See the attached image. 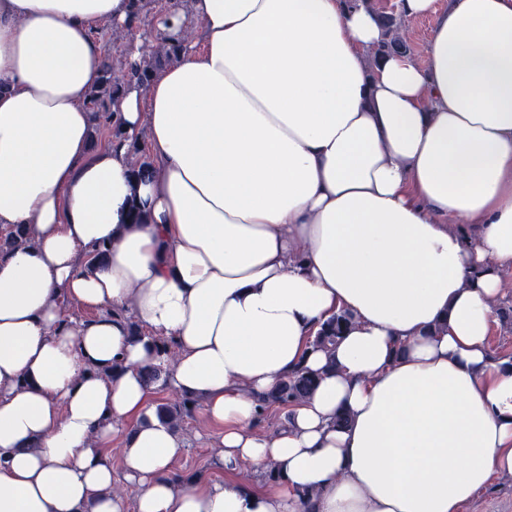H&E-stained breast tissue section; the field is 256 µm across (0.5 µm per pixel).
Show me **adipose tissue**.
<instances>
[{
  "label": "adipose tissue",
  "mask_w": 512,
  "mask_h": 512,
  "mask_svg": "<svg viewBox=\"0 0 512 512\" xmlns=\"http://www.w3.org/2000/svg\"><path fill=\"white\" fill-rule=\"evenodd\" d=\"M399 2L438 14L427 66L370 63L378 18L345 0H166L159 31L191 14L204 39L123 93L124 131L150 129L139 178L126 148L91 149L82 106L95 25H130V0H0V228L35 241L0 250V512H300L312 487L315 512H461L512 473V359L488 347L512 271V0ZM337 314L330 370L312 338ZM160 338L224 479L175 474L144 376ZM300 365L316 389L258 431ZM269 462L277 481L237 480Z\"/></svg>",
  "instance_id": "ef3b65f1"
}]
</instances>
